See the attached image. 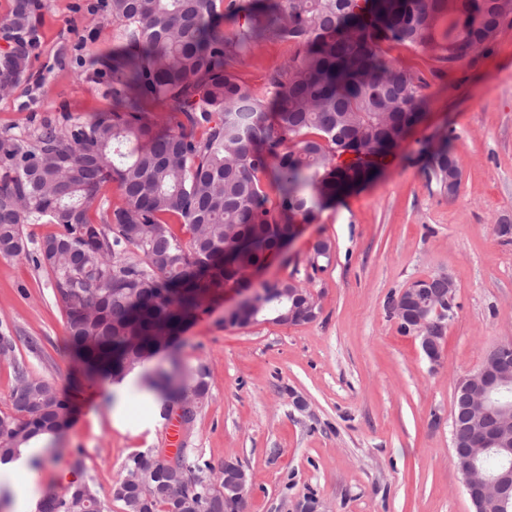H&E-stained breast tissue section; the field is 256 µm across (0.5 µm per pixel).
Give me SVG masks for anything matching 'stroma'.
I'll return each mask as SVG.
<instances>
[{
  "instance_id": "obj_1",
  "label": "stroma",
  "mask_w": 512,
  "mask_h": 512,
  "mask_svg": "<svg viewBox=\"0 0 512 512\" xmlns=\"http://www.w3.org/2000/svg\"><path fill=\"white\" fill-rule=\"evenodd\" d=\"M109 0H46L32 79L0 98V129L31 131L39 117L85 119L112 107L103 65L120 42ZM397 65L427 80L422 121L365 186L302 222L259 277L295 279L319 295L322 314L299 325L224 324L239 293L210 296L177 341L181 364L206 365L211 390L184 439L214 466L240 460L249 474L244 512H293L312 495L326 512H474L452 449L457 380L512 342V25L454 65L436 53L386 43ZM290 44L266 39L236 73L257 95L287 66ZM447 144L462 177L455 196L427 176L431 149ZM328 263L310 264L316 239ZM444 272L456 285L441 359L401 333L390 297ZM0 413L11 412L17 367L68 390L74 419L56 455L33 477L35 495L10 494L0 512H31L36 496L63 491L60 472L93 485L108 512L128 456L168 445L166 422L138 386L115 395L88 382L67 343L65 317L46 271L0 256ZM305 400L293 405L291 394ZM81 468H74V461Z\"/></svg>"
}]
</instances>
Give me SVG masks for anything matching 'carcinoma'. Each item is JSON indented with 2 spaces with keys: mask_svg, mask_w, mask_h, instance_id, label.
Wrapping results in <instances>:
<instances>
[{
  "mask_svg": "<svg viewBox=\"0 0 512 512\" xmlns=\"http://www.w3.org/2000/svg\"><path fill=\"white\" fill-rule=\"evenodd\" d=\"M44 0H12L0 21V89L30 80ZM123 25L112 52V111L75 120L46 115L27 135L0 130V255L26 259L50 274L63 305L70 350L92 382L118 384L131 373L156 397L164 418L209 392L208 369H190L173 389L149 368L162 331L179 334L205 296L249 282L296 215L312 216L373 178L374 164L422 119L426 81L393 64L381 45L431 49L455 63L481 46L512 0H109ZM244 14L231 32L223 20ZM295 47L256 96L235 72L259 40ZM163 102L168 115L146 112ZM364 148L363 156L344 157ZM429 177L451 194L457 160L443 145ZM278 201L268 207L263 182ZM116 183L123 204L101 193ZM27 224L55 231L34 248ZM13 413L0 415V464L30 442L69 427L65 391L17 368ZM454 439L472 429L462 395L455 399ZM131 455L112 498L123 512H226L213 487L215 467L182 453L178 497L159 478L163 465ZM37 512H106L87 483L49 492Z\"/></svg>",
  "mask_w": 512,
  "mask_h": 512,
  "instance_id": "1",
  "label": "carcinoma"
}]
</instances>
